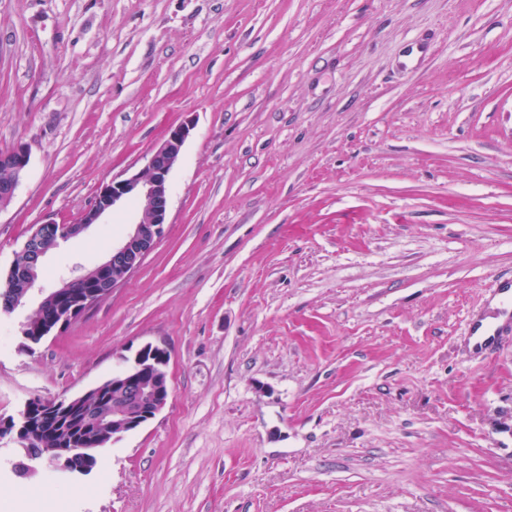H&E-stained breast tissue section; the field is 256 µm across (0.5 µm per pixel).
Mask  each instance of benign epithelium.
<instances>
[{
    "mask_svg": "<svg viewBox=\"0 0 512 512\" xmlns=\"http://www.w3.org/2000/svg\"><path fill=\"white\" fill-rule=\"evenodd\" d=\"M192 125L181 124L171 129L165 139L151 152L143 171L128 178L114 177L94 197L75 224H58L47 221L36 225L27 236L20 252L32 256L27 269L23 270L29 280V288L21 295L5 297L0 302V312L13 313L25 306L28 296L38 283L36 268L41 259L59 242L74 237L92 224H97L102 216L115 204L124 200L136 203L139 217L123 243L112 248L109 255L99 263L82 268L78 273L44 295L36 312L49 311L47 327L62 328L73 320L74 316L97 305L112 295L141 264L143 259L155 248L164 233L169 213V176L179 161L184 144L188 139ZM30 162L29 149L18 144L7 152L0 153V165L9 176L0 182V209L8 206L14 198L21 178ZM79 284L89 285V289L75 294ZM124 366L112 374V382L98 384L87 392L71 396L63 401L50 403L39 401L46 421L42 428L46 435H52L56 426L55 411L62 405L81 413L84 422L112 434L118 440L156 417L169 398L167 374V351L151 343L146 344L131 358H123ZM112 387V409L102 413L98 408L86 402L93 393H101L106 387ZM33 405H25L20 420L0 419V432L7 436L25 437L32 428L29 420ZM104 447L98 441H86L79 448H44L37 454L27 455L34 462H47L64 479L76 474H84L87 469L74 465L75 457L90 458Z\"/></svg>",
    "mask_w": 512,
    "mask_h": 512,
    "instance_id": "benign-epithelium-1",
    "label": "benign epithelium"
}]
</instances>
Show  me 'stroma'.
Masks as SVG:
<instances>
[{"label": "stroma", "instance_id": "35a3bbf8", "mask_svg": "<svg viewBox=\"0 0 512 512\" xmlns=\"http://www.w3.org/2000/svg\"><path fill=\"white\" fill-rule=\"evenodd\" d=\"M185 122L134 274L30 352L39 295L0 313V417L148 343L168 403L71 481L1 438L0 512H512V341L462 353L512 276V0H0V152L30 151L0 277Z\"/></svg>", "mask_w": 512, "mask_h": 512}]
</instances>
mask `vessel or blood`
Returning <instances> with one entry per match:
<instances>
[{"label":"vessel or blood","mask_w":512,"mask_h":512,"mask_svg":"<svg viewBox=\"0 0 512 512\" xmlns=\"http://www.w3.org/2000/svg\"><path fill=\"white\" fill-rule=\"evenodd\" d=\"M492 295L497 300L495 313H478L468 322L463 347L467 358L493 357L512 333V278L495 281Z\"/></svg>","instance_id":"vessel-or-blood-1"}]
</instances>
